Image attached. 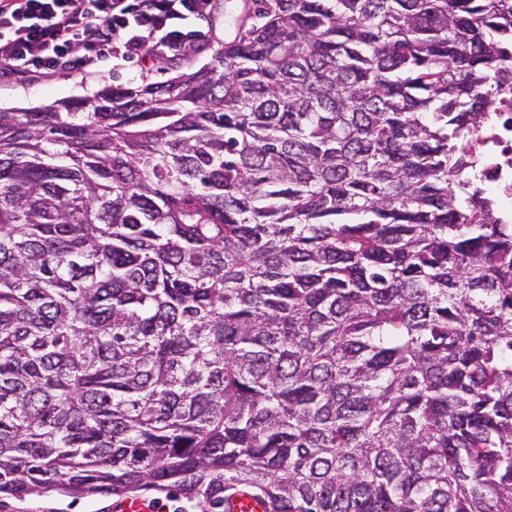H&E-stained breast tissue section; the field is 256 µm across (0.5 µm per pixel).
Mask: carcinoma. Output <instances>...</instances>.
<instances>
[{"instance_id":"1","label":"carcinoma","mask_w":512,"mask_h":512,"mask_svg":"<svg viewBox=\"0 0 512 512\" xmlns=\"http://www.w3.org/2000/svg\"><path fill=\"white\" fill-rule=\"evenodd\" d=\"M253 6L0 109V499L512 512V224L462 148L512 0Z\"/></svg>"}]
</instances>
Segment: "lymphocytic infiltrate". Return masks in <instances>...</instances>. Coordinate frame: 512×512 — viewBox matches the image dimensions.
Instances as JSON below:
<instances>
[{
	"label": "lymphocytic infiltrate",
	"mask_w": 512,
	"mask_h": 512,
	"mask_svg": "<svg viewBox=\"0 0 512 512\" xmlns=\"http://www.w3.org/2000/svg\"><path fill=\"white\" fill-rule=\"evenodd\" d=\"M212 0H0V78L48 80L103 61L183 56Z\"/></svg>",
	"instance_id": "1"
}]
</instances>
